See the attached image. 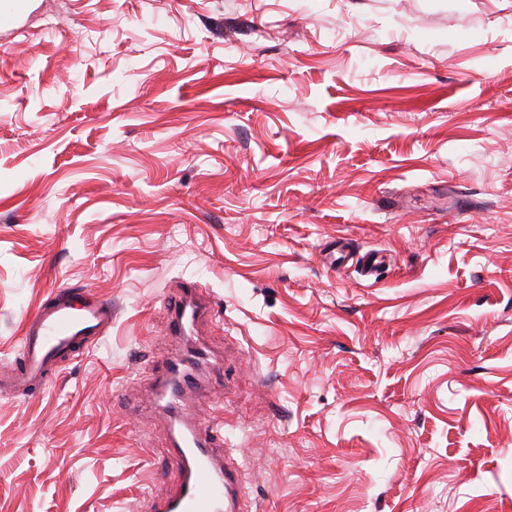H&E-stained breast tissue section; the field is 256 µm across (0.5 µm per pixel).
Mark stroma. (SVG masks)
Masks as SVG:
<instances>
[{"label":"stroma","instance_id":"35a3bbf8","mask_svg":"<svg viewBox=\"0 0 512 512\" xmlns=\"http://www.w3.org/2000/svg\"><path fill=\"white\" fill-rule=\"evenodd\" d=\"M186 281L253 512H512V0H0V362L53 289L114 309L0 392V512L162 488ZM215 303L214 297L205 289L199 288L195 283H184L165 307L167 334L187 336L188 329L211 316Z\"/></svg>","mask_w":512,"mask_h":512}]
</instances>
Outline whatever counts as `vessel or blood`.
<instances>
[{"label":"vessel or blood","instance_id":"1","mask_svg":"<svg viewBox=\"0 0 512 512\" xmlns=\"http://www.w3.org/2000/svg\"><path fill=\"white\" fill-rule=\"evenodd\" d=\"M214 297L187 282L166 305L167 333L186 336L210 317ZM112 325V303L73 288H57L26 317L19 359L0 364V391L29 398L59 375L62 364L95 346ZM201 387L194 360L185 357L153 372L151 394L181 430L171 439L173 483L152 497L149 512H244L242 469L222 436L223 419L192 416L189 401Z\"/></svg>","mask_w":512,"mask_h":512}]
</instances>
